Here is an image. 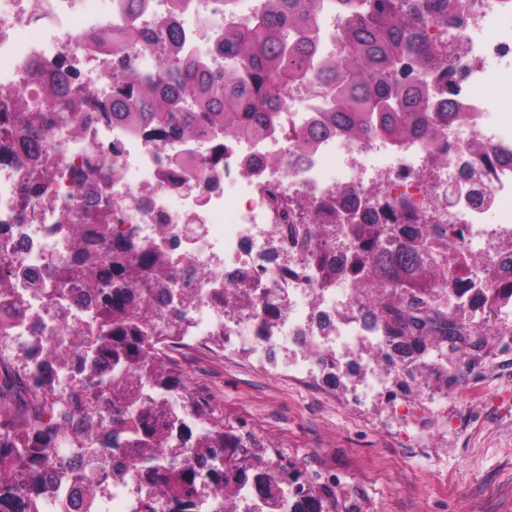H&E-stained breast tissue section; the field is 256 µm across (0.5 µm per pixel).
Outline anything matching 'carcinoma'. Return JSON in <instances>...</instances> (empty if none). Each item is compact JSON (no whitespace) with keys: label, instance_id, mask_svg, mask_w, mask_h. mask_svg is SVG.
<instances>
[{"label":"carcinoma","instance_id":"cac0c4a2","mask_svg":"<svg viewBox=\"0 0 512 512\" xmlns=\"http://www.w3.org/2000/svg\"><path fill=\"white\" fill-rule=\"evenodd\" d=\"M319 2L266 0L249 22L227 21L217 36L224 56L217 73L179 57L182 36L171 19L144 35L95 36V45L112 50L140 41L160 42L165 50L158 73H129L101 104L102 114L148 128L158 138H190L207 125L226 139L247 134L260 140L274 132V114L288 90L311 78L334 107L308 124L298 139L301 151L336 132L399 139L417 130L435 143L430 106L448 94V69L466 44L460 19L448 18V0H342L353 14L342 28L341 52L312 73L311 30ZM423 18L456 32L446 40L431 36L420 26ZM421 71L440 74V82L421 81ZM69 83L60 71L43 80L41 95L65 101L73 115L80 105L68 98ZM16 129L23 150L39 151V130L14 112L0 131L10 137ZM355 211L350 206L338 224H290L288 237L306 244L325 236L334 246L339 233L347 242L349 259L327 267L326 276L349 275L362 290L367 318L384 333L385 348L373 355L390 366L398 358L429 372L433 363L421 359L428 346L442 359H476L485 332L472 306L437 294L439 285L455 279L464 256L462 231L446 224L363 222L351 216ZM69 231L73 247L54 268L59 287L49 294L53 311L71 321L63 289L68 283L98 294V310L85 324L86 335L47 348L46 362L38 357V344L0 356V369L32 400L18 416L0 407V512H48L63 483L90 503L96 470L138 483L131 512H267L269 506L276 512H336L334 485L293 465L272 470L224 430L203 400L187 392L171 399L180 385L173 353L185 346L181 333L190 300L169 288L174 278L166 256L143 244L112 242L110 224H71ZM14 275L13 268L0 265V327L24 310L8 287ZM483 276L490 284L488 311L512 302L511 243L498 262L483 267ZM158 292L169 300L165 316L134 303ZM215 298L226 312L249 305L245 294L228 288ZM61 370L70 373L64 388L57 382ZM104 409L111 414L108 431L102 429ZM163 409L166 428L154 422ZM246 487L253 491L250 501L240 497Z\"/></svg>","mask_w":512,"mask_h":512}]
</instances>
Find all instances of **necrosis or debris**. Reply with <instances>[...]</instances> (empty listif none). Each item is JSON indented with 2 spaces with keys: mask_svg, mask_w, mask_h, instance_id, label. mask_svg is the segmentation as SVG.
I'll use <instances>...</instances> for the list:
<instances>
[{
  "mask_svg": "<svg viewBox=\"0 0 512 512\" xmlns=\"http://www.w3.org/2000/svg\"><path fill=\"white\" fill-rule=\"evenodd\" d=\"M264 0H149L130 14L125 0H0V112L25 111L40 130V189L31 192L28 159L0 137V260L17 268L12 286L27 299L23 317L9 324L0 348L13 352L33 342L69 335L51 315V259L66 252L72 224L112 226L114 240L158 248L189 292L186 342L224 332L231 349L258 360L299 346L288 364L291 377L308 370L316 354L337 366L365 369L359 393L366 399L387 384L386 366L365 360L366 346L382 331L366 317L349 276L323 281L308 266L306 247L287 227L332 224L346 201H402L428 222L466 227L462 285L483 287L479 274L512 239V134L501 126L489 93L469 80L512 65V0H450L464 20L466 54L455 64L448 93L455 118H440L436 144L416 133L398 140L356 141L336 133L297 157L295 136L324 109L313 81L295 86L264 140L202 134L162 140L100 117V102L127 73H155L161 47L145 42L119 52L97 50L91 35L135 27L157 28L177 12L187 55L211 70L224 59L212 50L225 19L250 21ZM346 22L341 0H321L313 28L317 60L334 57ZM65 66L84 100L97 113L89 124L66 119L59 105L44 104L40 80ZM495 223H488V214ZM218 288H239L253 299L249 312L225 314L214 301ZM281 307L267 320V304Z\"/></svg>",
  "mask_w": 512,
  "mask_h": 512,
  "instance_id": "1",
  "label": "necrosis or debris"
}]
</instances>
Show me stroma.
<instances>
[{
    "mask_svg": "<svg viewBox=\"0 0 512 512\" xmlns=\"http://www.w3.org/2000/svg\"><path fill=\"white\" fill-rule=\"evenodd\" d=\"M185 389L258 457L335 484L338 512H512V344L451 357L465 399L429 409L435 376L356 401L326 373L298 380L251 353L202 343L175 354Z\"/></svg>",
    "mask_w": 512,
    "mask_h": 512,
    "instance_id": "1",
    "label": "stroma"
}]
</instances>
